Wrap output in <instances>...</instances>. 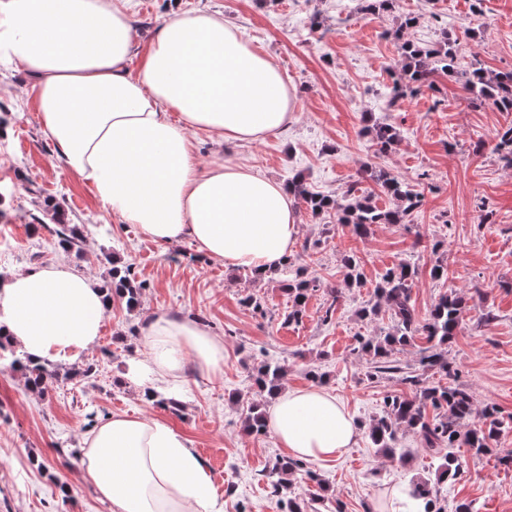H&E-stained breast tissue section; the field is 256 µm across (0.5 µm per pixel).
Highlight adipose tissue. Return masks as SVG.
I'll return each mask as SVG.
<instances>
[{
    "instance_id": "adipose-tissue-1",
    "label": "adipose tissue",
    "mask_w": 512,
    "mask_h": 512,
    "mask_svg": "<svg viewBox=\"0 0 512 512\" xmlns=\"http://www.w3.org/2000/svg\"><path fill=\"white\" fill-rule=\"evenodd\" d=\"M0 59L29 76L66 169L123 223L263 273L294 250L300 224L288 186L197 156L196 132L255 142L287 127L296 100L221 14L171 12L141 51L114 0H0ZM108 308L100 283L62 262L0 284V330L41 363L81 361ZM142 333L147 356L130 361L128 375L143 393H178L189 355L206 372L223 370L224 343L202 322L159 314ZM266 425L292 457L318 464L342 458L358 436L353 416L320 387L279 395ZM81 466L111 512H224L203 461L157 420L109 416L87 431Z\"/></svg>"
}]
</instances>
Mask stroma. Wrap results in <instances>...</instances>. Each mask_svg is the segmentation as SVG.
<instances>
[{"label":"stroma","instance_id":"stroma-1","mask_svg":"<svg viewBox=\"0 0 512 512\" xmlns=\"http://www.w3.org/2000/svg\"><path fill=\"white\" fill-rule=\"evenodd\" d=\"M472 2L437 0L430 10L425 0H392L368 14L364 0H127L143 40L171 10L220 13L296 91L287 129L262 140L218 144L198 133L201 163L224 156L282 183L301 178L311 191L340 200L354 186L382 208L392 202L373 172L388 171L421 192V206L405 223L374 225L363 238L338 224L335 212L299 208L302 232L290 259L318 288L298 324L285 320L287 267L255 278L203 258L191 241L159 244L106 213L55 158L24 72L0 62V277L64 262L107 286L111 267H127L142 285L140 306L130 311L113 301L98 344L80 363H54L44 392L0 372V512H110L81 470V448L91 426L115 413L156 419L182 435L205 461L224 512H280L278 499L294 495L310 500L313 512H394V490L433 477L439 460L408 430L398 433L405 461L372 443L366 429L383 416L386 397L408 388L395 377L367 378L370 358L355 345L358 336L391 329L387 309L372 322L358 311L374 303L379 275L408 258L418 267L412 300L419 318L442 294L462 299L466 318L448 343V359L476 407L495 406L503 422L491 453L459 449L462 474L440 493L448 512L460 502L477 512H512V466L500 462L512 453V166L493 150L512 112L473 106L463 77L444 75L437 91L406 97L392 112L385 106L400 68L391 34L409 16L418 22L408 37L423 47L441 31L474 30L461 69L475 57L488 72L512 70V0H484L479 16ZM374 122L394 126L398 145L378 152L362 133ZM53 211L81 229L78 246H59ZM347 254L359 259L364 287H347ZM438 260L447 277H432ZM249 294L261 310L243 304ZM488 312L495 319L487 324ZM158 314L201 320L224 340L222 375L186 360L176 414L143 396L127 375L129 362L146 354L143 326ZM266 360L284 367L285 389L311 386L308 369L325 373V390L360 427L342 459L306 463L277 494L262 472L286 450L272 432L245 428L253 404H272L251 378Z\"/></svg>","mask_w":512,"mask_h":512}]
</instances>
